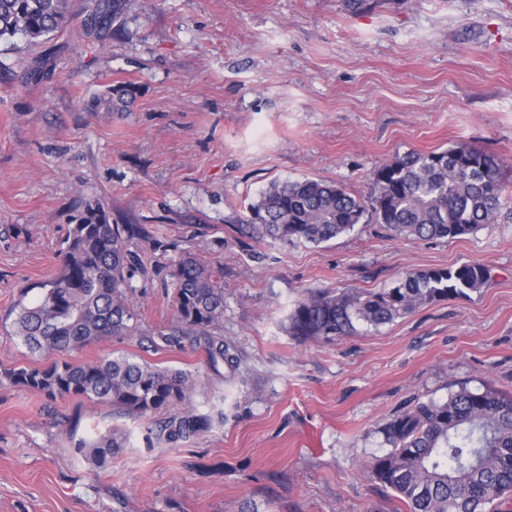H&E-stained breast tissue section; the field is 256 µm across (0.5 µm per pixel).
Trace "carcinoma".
Here are the masks:
<instances>
[{
	"mask_svg": "<svg viewBox=\"0 0 512 512\" xmlns=\"http://www.w3.org/2000/svg\"><path fill=\"white\" fill-rule=\"evenodd\" d=\"M134 0H87L81 26L105 40L118 30ZM69 21V0H0V39L21 35L38 42ZM128 88H117L99 105L109 111L129 104ZM508 204L494 158L464 143L442 151H410L373 173L368 200L335 183L305 178L273 182L248 207L243 227L259 238L285 245L319 244L354 230L362 222L384 224L420 239H455L495 223ZM141 238L151 250L163 241L137 224L73 225L62 250L60 270L38 283L31 304L19 300L14 335L29 352L48 359L38 366L0 370L10 385L48 398L78 396L125 413L183 406L159 429L176 442L212 427L209 415L185 407L193 389L190 374L158 367L125 354L94 362L52 358L79 351L112 336L142 335L136 289L131 279L148 280L149 268L130 248ZM175 315L150 338L156 347L186 341L202 346L209 367L235 371L237 356L224 342V272L185 251L173 274ZM488 280L480 264L411 272L392 288L311 292L290 317L289 332L330 340L363 322L391 323L426 304L477 291ZM386 452L367 465L366 476L393 492L405 512H498L512 498V399L488 388L465 387L443 402L422 401L381 429ZM123 434L114 429L75 451L96 471L107 469L120 451Z\"/></svg>",
	"mask_w": 512,
	"mask_h": 512,
	"instance_id": "obj_1",
	"label": "carcinoma"
}]
</instances>
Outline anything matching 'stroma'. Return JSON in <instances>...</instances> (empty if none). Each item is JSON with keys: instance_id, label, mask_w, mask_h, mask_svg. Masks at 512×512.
I'll return each instance as SVG.
<instances>
[{"instance_id": "obj_1", "label": "stroma", "mask_w": 512, "mask_h": 512, "mask_svg": "<svg viewBox=\"0 0 512 512\" xmlns=\"http://www.w3.org/2000/svg\"><path fill=\"white\" fill-rule=\"evenodd\" d=\"M82 0L63 32L0 39V369L38 366L12 334L37 301L72 224H139L173 249L134 277L142 336L74 361L131 353L190 373L189 406L212 416L189 440L144 416L0 384V512H403L365 479L381 428L460 388L512 396V214L456 239L366 222L328 242L284 246L238 220L272 181L312 178L368 198L374 170L464 143L501 164L512 196V0H138L112 39L84 35ZM135 99L94 107L113 86ZM224 270L236 372L192 344L153 350L174 317L181 252ZM478 263V291L332 340L288 332L310 291L383 289L407 273ZM108 471L76 453L112 429Z\"/></svg>"}]
</instances>
